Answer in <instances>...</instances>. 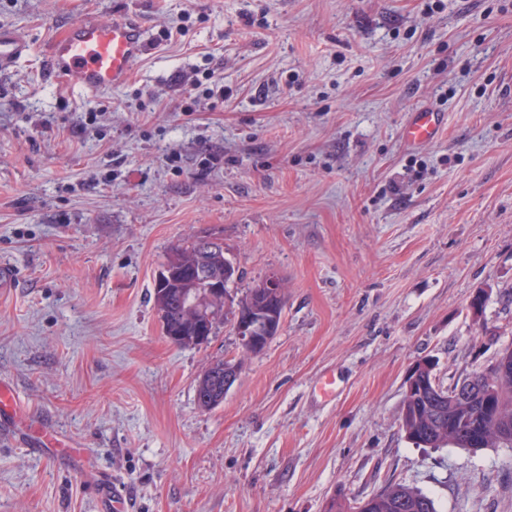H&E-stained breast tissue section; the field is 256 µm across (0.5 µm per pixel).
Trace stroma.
I'll list each match as a JSON object with an SVG mask.
<instances>
[{"label": "stroma", "mask_w": 512, "mask_h": 512, "mask_svg": "<svg viewBox=\"0 0 512 512\" xmlns=\"http://www.w3.org/2000/svg\"><path fill=\"white\" fill-rule=\"evenodd\" d=\"M91 15L139 18L149 46L106 93L43 67ZM0 27L32 44L0 73V381L19 429L63 439L47 459L0 438V512H107L114 482L132 512H324L391 482L512 512V448L400 425L415 362L447 386L512 347V0H0ZM425 105L445 128L414 148ZM203 232L241 273L231 300L284 283L258 354L228 322L200 347L162 334L159 266ZM216 357L243 368L206 410ZM443 121L442 112L431 107H421L410 113L403 127L402 137L411 146L431 143L438 137ZM213 362V363H212ZM210 365H207L205 369L202 371L199 377V383L200 385L205 384L206 382L210 383L211 379L216 376V372L218 370L222 371L221 367L224 366V373L221 378V386L224 385L223 392L220 391V389H217L213 395L212 401H211V389H205V388H199L198 385H196L195 388V398L197 401V404L201 408H209L210 403L211 406L217 405L221 403L224 400V396L232 386V384L235 382L236 378L238 377L240 371L238 365L235 363H231L229 360L224 359H217L212 361ZM214 364L216 368L212 365ZM220 373V375H222Z\"/></svg>", "instance_id": "stroma-1"}]
</instances>
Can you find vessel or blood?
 Masks as SVG:
<instances>
[{
    "instance_id": "1",
    "label": "vessel or blood",
    "mask_w": 512,
    "mask_h": 512,
    "mask_svg": "<svg viewBox=\"0 0 512 512\" xmlns=\"http://www.w3.org/2000/svg\"><path fill=\"white\" fill-rule=\"evenodd\" d=\"M141 24L124 17H93L74 23L52 42L47 65L55 79L71 81L90 92L108 91L129 81L144 49ZM30 50L20 32L0 28V71L9 69ZM441 112L422 107L411 112L402 130L404 141L422 146L436 140Z\"/></svg>"
}]
</instances>
